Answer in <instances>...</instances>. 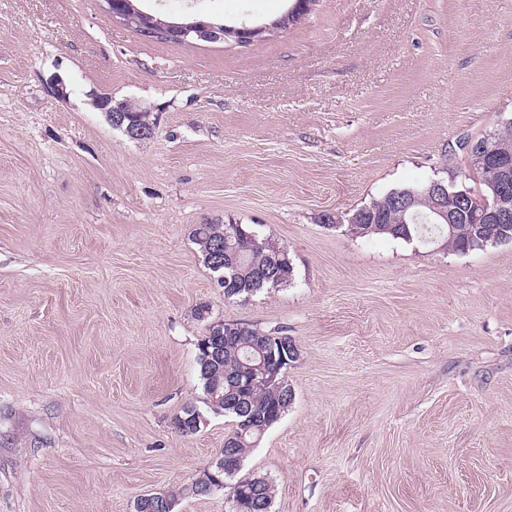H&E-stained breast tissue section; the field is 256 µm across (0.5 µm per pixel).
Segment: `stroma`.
Listing matches in <instances>:
<instances>
[{"mask_svg": "<svg viewBox=\"0 0 512 512\" xmlns=\"http://www.w3.org/2000/svg\"><path fill=\"white\" fill-rule=\"evenodd\" d=\"M293 0H138L266 26ZM63 83L65 95L55 94ZM157 122L135 141L95 99ZM512 121V0H317L266 40L141 35L104 0H0V512H229L185 488L230 418L209 323L283 329L294 400L247 452L271 512H512V243L460 254L325 224L451 179ZM234 221L295 276L228 300L192 232ZM208 305V320L196 316ZM202 414L193 406H186L181 409L173 418V424L182 434L196 433L202 423Z\"/></svg>", "mask_w": 512, "mask_h": 512, "instance_id": "stroma-1", "label": "stroma"}]
</instances>
